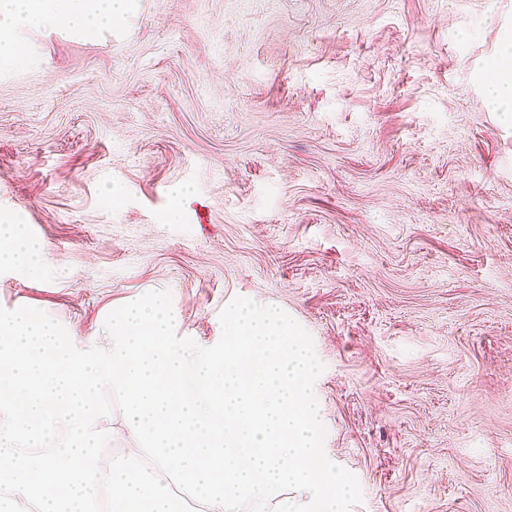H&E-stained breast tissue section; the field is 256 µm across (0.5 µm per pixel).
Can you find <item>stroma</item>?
I'll return each mask as SVG.
<instances>
[{
  "label": "stroma",
  "instance_id": "35a3bbf8",
  "mask_svg": "<svg viewBox=\"0 0 512 512\" xmlns=\"http://www.w3.org/2000/svg\"><path fill=\"white\" fill-rule=\"evenodd\" d=\"M509 26L512 0H140L105 38L25 31L0 216L59 265L0 271V307L90 336L166 290L211 343L225 304L277 302L351 512H512V122L482 95Z\"/></svg>",
  "mask_w": 512,
  "mask_h": 512
}]
</instances>
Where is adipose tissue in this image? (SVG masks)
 Returning <instances> with one entry per match:
<instances>
[{
    "label": "adipose tissue",
    "instance_id": "obj_1",
    "mask_svg": "<svg viewBox=\"0 0 512 512\" xmlns=\"http://www.w3.org/2000/svg\"><path fill=\"white\" fill-rule=\"evenodd\" d=\"M136 7L137 0H0V74L23 71L35 63L36 56L22 35L24 29L61 31L88 40L111 32ZM486 68L490 73L487 104L511 119L512 35L502 39ZM52 266L43 245L28 237L19 220L0 227V270L39 281Z\"/></svg>",
    "mask_w": 512,
    "mask_h": 512
}]
</instances>
